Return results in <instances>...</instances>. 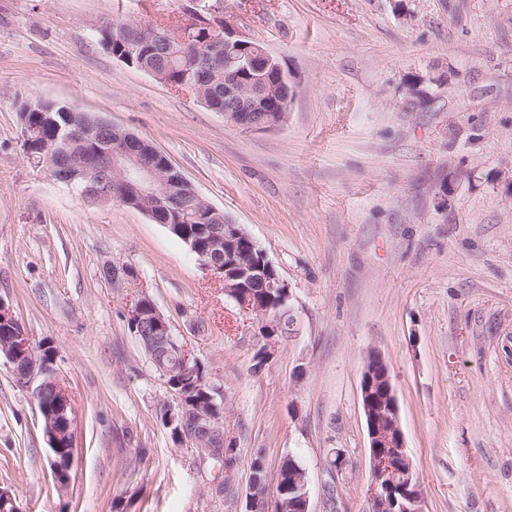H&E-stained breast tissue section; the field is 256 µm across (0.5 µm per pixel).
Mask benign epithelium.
<instances>
[{"label": "benign epithelium", "mask_w": 512, "mask_h": 512, "mask_svg": "<svg viewBox=\"0 0 512 512\" xmlns=\"http://www.w3.org/2000/svg\"><path fill=\"white\" fill-rule=\"evenodd\" d=\"M196 8L190 11L192 28H204L207 32L219 33V39L227 49L235 52L249 50L240 58L241 68L249 75V83L242 84L238 77L224 69V55L208 49L212 38L207 37L198 43L202 48L203 63L198 75L208 88L209 109L224 114V118L247 131L271 129L280 125L278 121L267 123H246L238 120V113L253 112L260 108L265 98L279 84L288 80L282 69L271 67L273 54L261 43L241 34L233 21L223 15L221 0L208 3V0H191ZM65 125H57L52 137L41 144V155L47 169L59 182L77 189L86 195L88 189L83 183L97 175V169L90 159L76 168L71 163L56 165L54 160L70 152L72 125L82 127L89 139L107 145L111 157V175L120 181L126 192L116 197L108 192L103 200L112 198L122 205L147 214L155 222H160L159 211L169 210V205L185 201V205L196 209V202L203 203L213 213L219 212L195 190L188 181L175 182L168 176V169L148 159L142 151L144 139L121 129L107 120L84 112L66 109ZM176 232L191 251L198 255L200 265L219 277L224 276V252L216 243L224 240V229L210 230V243L203 246L197 239L183 233L182 226L176 225ZM105 280L114 288H122L129 282L126 267L112 263L103 268ZM129 320L134 335L157 348L158 354L178 353L182 372L189 371L193 361L191 355L178 344L171 327L160 313L155 303L146 295L140 297L132 307ZM0 357L5 359L20 385L25 388L33 404H38L48 390L58 393L55 404L49 408H38L43 421V430L51 450H57V441L73 429V407L66 391H58L59 377L57 352L46 358L44 349H38L30 336L18 322L10 305L0 299ZM383 364V358L369 355L361 373V403L366 418L371 472L402 473L405 480L394 481L388 486L373 483L368 495L372 506L389 509L390 494L394 487L404 492V502L397 512H423L422 498L418 484L412 483L413 465L408 456L404 435L400 426L397 400L389 377H384L386 387L383 399L373 396L374 369ZM171 402L166 405L167 424L174 428L179 441L192 444L203 442V436L219 430L216 416L198 401L189 398L186 389L178 385L170 390Z\"/></svg>", "instance_id": "obj_1"}]
</instances>
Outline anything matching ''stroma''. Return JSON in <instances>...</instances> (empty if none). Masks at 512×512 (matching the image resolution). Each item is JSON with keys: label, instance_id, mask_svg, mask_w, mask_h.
Masks as SVG:
<instances>
[{"label": "stroma", "instance_id": "35a3bbf8", "mask_svg": "<svg viewBox=\"0 0 512 512\" xmlns=\"http://www.w3.org/2000/svg\"><path fill=\"white\" fill-rule=\"evenodd\" d=\"M189 0H0V299L53 346L75 410L53 485L37 409L0 358V486L24 512H245L292 457L313 512H372L359 385L389 370L424 512H512V0H224L293 88L248 132L116 59L103 22L189 23ZM431 100L403 106L406 81ZM55 101L163 151L289 284L296 331L263 366L254 315L165 225L91 201L23 152L22 104ZM135 268L126 288L101 275ZM148 295L224 395L230 473L161 423L169 401L127 326ZM345 463L331 474L335 452ZM230 478L234 495L212 489Z\"/></svg>", "mask_w": 512, "mask_h": 512}]
</instances>
